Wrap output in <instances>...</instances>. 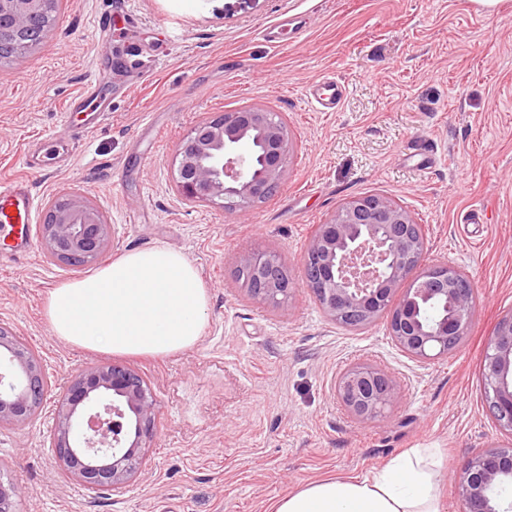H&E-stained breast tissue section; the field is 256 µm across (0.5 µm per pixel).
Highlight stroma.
<instances>
[{
	"label": "stroma",
	"mask_w": 512,
	"mask_h": 512,
	"mask_svg": "<svg viewBox=\"0 0 512 512\" xmlns=\"http://www.w3.org/2000/svg\"><path fill=\"white\" fill-rule=\"evenodd\" d=\"M110 0H59L36 49L0 64V187L29 176L40 206L86 193L112 228L107 261L156 246L181 252L209 292L204 332L166 357L123 356L149 382L159 421L141 472L122 492L67 480L49 435L53 406L0 429V478L18 512H270L278 498L385 466L413 448L440 462L442 512H458L453 473L505 438L484 404L481 362L512 312V0H127L108 52L95 24ZM110 108L77 137L70 165L27 175L34 140L82 126L68 111L96 78ZM346 93L336 111L307 96L323 76ZM256 105L293 140L277 192L243 213L185 201L172 163L188 131ZM432 147L425 161L413 146ZM388 196L421 224L425 264L471 280L467 336L431 363L408 358L386 318L351 329L302 283L319 224L349 198ZM481 221L467 223L471 211ZM28 257L0 259V326L39 357L54 392L105 352L51 331L48 293L86 272L51 259L41 226ZM276 252L295 288L272 304L236 279L242 251ZM385 370L399 390L386 418L360 423L336 397L347 368Z\"/></svg>",
	"instance_id": "35a3bbf8"
}]
</instances>
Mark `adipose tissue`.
Returning <instances> with one entry per match:
<instances>
[{"mask_svg":"<svg viewBox=\"0 0 512 512\" xmlns=\"http://www.w3.org/2000/svg\"><path fill=\"white\" fill-rule=\"evenodd\" d=\"M209 293L179 252H127L85 278L53 288L46 317L68 343L114 355L165 357L192 348ZM437 462L415 448L383 469L322 481L276 500L273 512H441Z\"/></svg>","mask_w":512,"mask_h":512,"instance_id":"obj_1","label":"adipose tissue"}]
</instances>
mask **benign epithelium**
Listing matches in <instances>:
<instances>
[{"mask_svg":"<svg viewBox=\"0 0 512 512\" xmlns=\"http://www.w3.org/2000/svg\"><path fill=\"white\" fill-rule=\"evenodd\" d=\"M58 0H0V63L43 41ZM293 147L282 117L245 107L200 123L175 158L176 183L188 201L246 211L279 188ZM104 213L78 191L58 195L41 225V242L54 260L74 267L99 264L110 245ZM425 248L411 213L381 194L344 202L319 225L303 258V284L333 321L357 328L387 316L389 334L420 362L448 354L467 335L474 310L467 277L447 264L424 266ZM237 270L250 292L270 303L288 299L293 283L274 252L242 253ZM446 301L449 314L427 328L419 304ZM482 375L488 412L510 442L487 448L455 474L462 512H512L493 490L512 480V313L487 338ZM336 396L366 423L383 417L399 398L382 370L352 366L336 380ZM51 393L39 359L17 335L0 327V427L26 426ZM152 391L134 370L112 362L86 366L55 404L51 438L66 476L92 492L125 487L137 474L142 441L157 425ZM21 488L0 482V512H16Z\"/></svg>","mask_w":512,"mask_h":512,"instance_id":"obj_1","label":"benign epithelium"}]
</instances>
